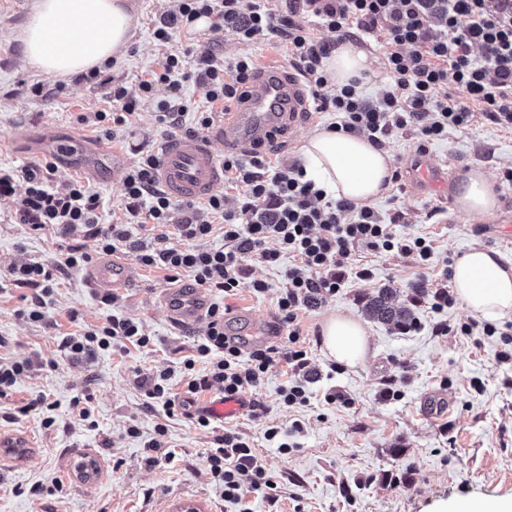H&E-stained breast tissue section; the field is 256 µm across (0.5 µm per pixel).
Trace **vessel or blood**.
Listing matches in <instances>:
<instances>
[{
  "mask_svg": "<svg viewBox=\"0 0 512 512\" xmlns=\"http://www.w3.org/2000/svg\"><path fill=\"white\" fill-rule=\"evenodd\" d=\"M248 101L241 112H227L208 135L179 136L161 147L158 182L174 199L201 198L210 195L224 182V162L215 150L249 153L258 142L274 132H295L302 123L312 94L298 73L282 75L279 64L269 61L260 67L255 80L245 87ZM52 151L60 155H83L87 168L96 165V149L75 140L52 142ZM410 180L421 190L442 188L448 172L435 165L427 154H416L410 166ZM135 277L130 260L121 254L102 258L85 271L87 283L97 293L110 294L125 288ZM169 322L178 328H191L208 317L210 298L204 289L173 287L160 297ZM231 335L249 349L269 343L275 334L270 321L232 323Z\"/></svg>",
  "mask_w": 512,
  "mask_h": 512,
  "instance_id": "obj_1",
  "label": "vessel or blood"
}]
</instances>
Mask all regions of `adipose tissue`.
I'll return each mask as SVG.
<instances>
[{
  "instance_id": "ef3b65f1",
  "label": "adipose tissue",
  "mask_w": 512,
  "mask_h": 512,
  "mask_svg": "<svg viewBox=\"0 0 512 512\" xmlns=\"http://www.w3.org/2000/svg\"><path fill=\"white\" fill-rule=\"evenodd\" d=\"M133 7L129 0H37L21 36L26 64L46 75L69 77L120 58L132 37ZM336 85L369 78L367 54L345 42L323 62ZM305 168L327 193L367 205L386 189L391 155L373 147L367 137L319 130L303 146ZM459 212L486 217L498 207L494 182L476 169L454 186ZM455 295L472 316L498 321L512 316V267L499 255L473 248L451 267ZM321 345L337 363L353 367L367 352V331L356 317L334 313L326 317Z\"/></svg>"
}]
</instances>
